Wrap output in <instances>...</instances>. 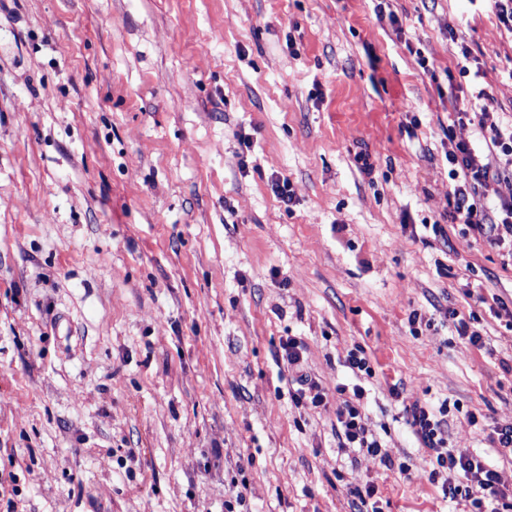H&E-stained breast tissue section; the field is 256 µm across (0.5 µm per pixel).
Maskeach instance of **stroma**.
<instances>
[{
	"instance_id": "1",
	"label": "stroma",
	"mask_w": 512,
	"mask_h": 512,
	"mask_svg": "<svg viewBox=\"0 0 512 512\" xmlns=\"http://www.w3.org/2000/svg\"><path fill=\"white\" fill-rule=\"evenodd\" d=\"M464 46L512 119L479 0H0V512H457L416 401L512 488V249L448 221ZM356 384L394 468L338 446ZM280 347L288 367H293L297 374L295 383L298 388L294 389L292 393V398L296 404L302 403L303 400H310L311 404L316 407L325 405V393L304 370L303 344L296 338L290 337L283 341Z\"/></svg>"
}]
</instances>
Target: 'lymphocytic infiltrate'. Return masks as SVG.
Wrapping results in <instances>:
<instances>
[{"label": "lymphocytic infiltrate", "mask_w": 512, "mask_h": 512, "mask_svg": "<svg viewBox=\"0 0 512 512\" xmlns=\"http://www.w3.org/2000/svg\"><path fill=\"white\" fill-rule=\"evenodd\" d=\"M486 97L485 91H478L474 102L455 112L458 123L476 125L477 137L456 142L448 152L449 175L453 181L448 193V221L466 225L479 236L502 245L512 243V199L495 202L487 199L481 189L490 181L512 178V123L502 122L489 112ZM281 351L296 373L293 400L298 403L307 400L317 407L324 405L325 393L304 370L302 343L288 338L282 342ZM363 395L361 387H354L352 399L344 401L337 410L339 445L391 466L388 453L365 426ZM409 424L433 453L432 467L424 477L428 482L440 484L445 497L465 502L472 512H512V493L507 492L498 471L478 458L458 455L449 449L447 405L433 408L413 403Z\"/></svg>", "instance_id": "obj_1"}]
</instances>
